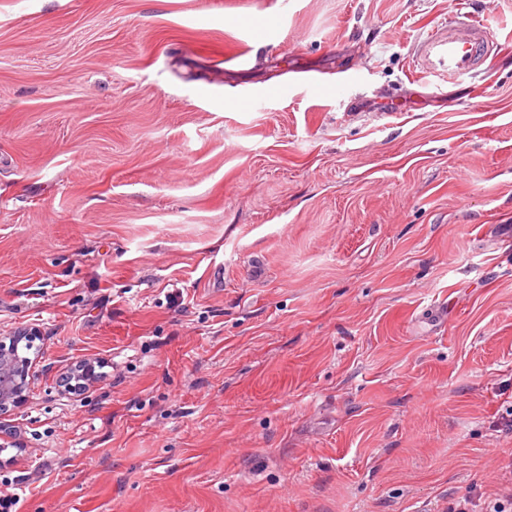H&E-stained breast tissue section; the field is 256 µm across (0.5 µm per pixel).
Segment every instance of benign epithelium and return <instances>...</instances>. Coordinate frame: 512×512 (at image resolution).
<instances>
[{
    "instance_id": "obj_1",
    "label": "benign epithelium",
    "mask_w": 512,
    "mask_h": 512,
    "mask_svg": "<svg viewBox=\"0 0 512 512\" xmlns=\"http://www.w3.org/2000/svg\"><path fill=\"white\" fill-rule=\"evenodd\" d=\"M35 336L24 329L15 336L0 337V439L16 442L14 430L6 417L27 401L26 392L32 379V361L19 355V342L34 345Z\"/></svg>"
}]
</instances>
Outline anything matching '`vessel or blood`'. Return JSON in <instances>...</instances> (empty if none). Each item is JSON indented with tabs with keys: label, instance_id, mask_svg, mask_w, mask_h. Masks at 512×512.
<instances>
[{
	"label": "vessel or blood",
	"instance_id": "1",
	"mask_svg": "<svg viewBox=\"0 0 512 512\" xmlns=\"http://www.w3.org/2000/svg\"><path fill=\"white\" fill-rule=\"evenodd\" d=\"M423 76L445 73L459 78L476 72L489 51L483 24L462 13L458 0H449L445 32L430 34L424 45Z\"/></svg>",
	"mask_w": 512,
	"mask_h": 512
}]
</instances>
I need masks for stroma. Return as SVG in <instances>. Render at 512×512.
<instances>
[{
	"label": "stroma",
	"mask_w": 512,
	"mask_h": 512,
	"mask_svg": "<svg viewBox=\"0 0 512 512\" xmlns=\"http://www.w3.org/2000/svg\"><path fill=\"white\" fill-rule=\"evenodd\" d=\"M460 2L494 53L423 81L448 0H0L16 512H512V0ZM26 335V336H23ZM36 337L27 329L21 330L16 336L0 337V439L15 443L14 430L11 422L6 420L27 401L26 392L32 379L30 373L32 361L21 357L18 352L22 341L32 349ZM21 340V341H20ZM20 341V342H19Z\"/></svg>",
	"instance_id": "obj_1"
}]
</instances>
